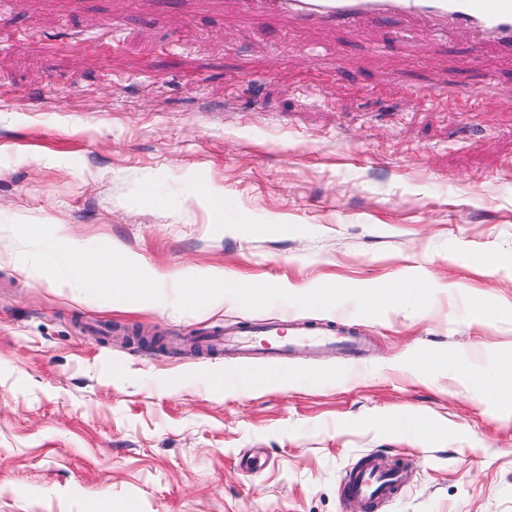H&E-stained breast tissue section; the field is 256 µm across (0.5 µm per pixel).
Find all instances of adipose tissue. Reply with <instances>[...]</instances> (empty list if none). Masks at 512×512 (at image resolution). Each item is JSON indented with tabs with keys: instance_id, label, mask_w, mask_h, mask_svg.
Segmentation results:
<instances>
[{
	"instance_id": "adipose-tissue-1",
	"label": "adipose tissue",
	"mask_w": 512,
	"mask_h": 512,
	"mask_svg": "<svg viewBox=\"0 0 512 512\" xmlns=\"http://www.w3.org/2000/svg\"><path fill=\"white\" fill-rule=\"evenodd\" d=\"M67 251L69 260L60 283L83 288L85 297L94 301L115 304L131 296L146 305L158 306L161 291L168 282L166 276L126 254L92 252L74 242L68 244ZM182 282L188 304L202 314L223 300L227 291L242 289L248 299L264 291L258 283L239 286L220 270L186 276Z\"/></svg>"
}]
</instances>
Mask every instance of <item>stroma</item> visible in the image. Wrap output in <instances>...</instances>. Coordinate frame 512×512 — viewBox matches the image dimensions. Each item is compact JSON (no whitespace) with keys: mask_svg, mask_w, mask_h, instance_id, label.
<instances>
[{"mask_svg":"<svg viewBox=\"0 0 512 512\" xmlns=\"http://www.w3.org/2000/svg\"><path fill=\"white\" fill-rule=\"evenodd\" d=\"M463 87L478 102L451 111ZM69 241L267 296L112 310L58 287ZM284 317L358 333L361 363L298 345L267 365L293 384L258 390L256 364L186 344ZM511 357V57L240 0L0 16V512H356L366 458L403 473L374 512H512V396L490 383Z\"/></svg>","mask_w":512,"mask_h":512,"instance_id":"35a3bbf8","label":"stroma"}]
</instances>
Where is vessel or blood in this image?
Returning <instances> with one entry per match:
<instances>
[{"label": "vessel or blood", "instance_id": "b4317fda", "mask_svg": "<svg viewBox=\"0 0 512 512\" xmlns=\"http://www.w3.org/2000/svg\"><path fill=\"white\" fill-rule=\"evenodd\" d=\"M243 4L249 11L293 16L305 26H349L365 16L420 17L468 29L480 42L512 55V0H243ZM281 330V325L264 322L239 323L231 329L219 327L203 339L202 346L214 353L230 347L256 359H280L293 348L291 342H277ZM292 335H306L316 347L337 346L352 355L361 347L358 337L333 336L324 331L308 334L298 326L293 327ZM397 482V475L379 471L369 462L350 471L345 479L347 496L357 503L388 498Z\"/></svg>", "mask_w": 512, "mask_h": 512}]
</instances>
